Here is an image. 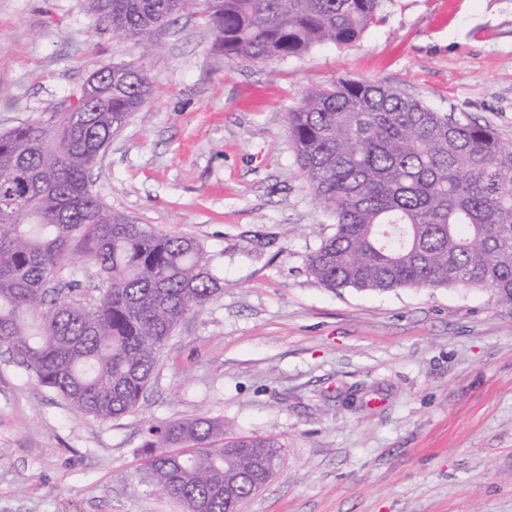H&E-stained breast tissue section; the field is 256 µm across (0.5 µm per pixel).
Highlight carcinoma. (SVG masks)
I'll return each instance as SVG.
<instances>
[{
  "mask_svg": "<svg viewBox=\"0 0 512 512\" xmlns=\"http://www.w3.org/2000/svg\"><path fill=\"white\" fill-rule=\"evenodd\" d=\"M100 24L152 47L154 31L197 6L214 50L253 61L357 41L381 0H88ZM82 113L47 112L0 133V347L79 415L107 422L143 398L179 324L221 291L193 239L113 212L89 173L112 135L153 95L146 69L112 65ZM296 161L335 220L309 253L314 282L375 292L462 285L512 307V146L492 128L437 112L370 80L306 93L288 113ZM99 295L76 281L50 298L73 248ZM151 481L186 512H238L282 463L273 438L224 440L198 417L148 429Z\"/></svg>",
  "mask_w": 512,
  "mask_h": 512,
  "instance_id": "1",
  "label": "carcinoma"
}]
</instances>
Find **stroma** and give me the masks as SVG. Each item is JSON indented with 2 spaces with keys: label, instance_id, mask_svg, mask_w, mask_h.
Returning a JSON list of instances; mask_svg holds the SVG:
<instances>
[{
  "label": "stroma",
  "instance_id": "1",
  "mask_svg": "<svg viewBox=\"0 0 512 512\" xmlns=\"http://www.w3.org/2000/svg\"><path fill=\"white\" fill-rule=\"evenodd\" d=\"M380 14L353 44L254 62L215 52L196 9L147 54L87 0H0V131L69 108L103 65L145 66L154 94L92 189L196 240L224 281L109 422L0 349V512H183L142 457L150 425L200 416L284 449L242 512H512V308L487 288L333 291L306 270L335 229L289 138L308 89L379 81L512 145V0H382Z\"/></svg>",
  "mask_w": 512,
  "mask_h": 512
}]
</instances>
